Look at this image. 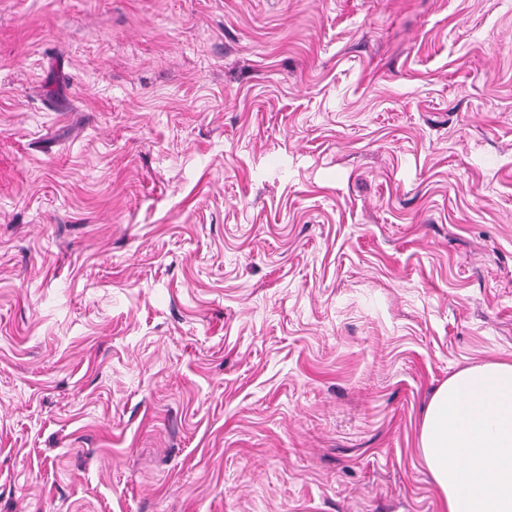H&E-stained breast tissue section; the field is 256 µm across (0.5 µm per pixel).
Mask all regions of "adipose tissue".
<instances>
[{
    "mask_svg": "<svg viewBox=\"0 0 512 512\" xmlns=\"http://www.w3.org/2000/svg\"><path fill=\"white\" fill-rule=\"evenodd\" d=\"M418 448L442 512H512V361L450 376L428 404Z\"/></svg>",
    "mask_w": 512,
    "mask_h": 512,
    "instance_id": "adipose-tissue-1",
    "label": "adipose tissue"
}]
</instances>
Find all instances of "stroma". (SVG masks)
I'll return each mask as SVG.
<instances>
[{"mask_svg":"<svg viewBox=\"0 0 512 512\" xmlns=\"http://www.w3.org/2000/svg\"><path fill=\"white\" fill-rule=\"evenodd\" d=\"M512 359V0H0V512H441ZM418 448L442 512H512V361L450 376L428 404Z\"/></svg>","mask_w":512,"mask_h":512,"instance_id":"1","label":"stroma"}]
</instances>
